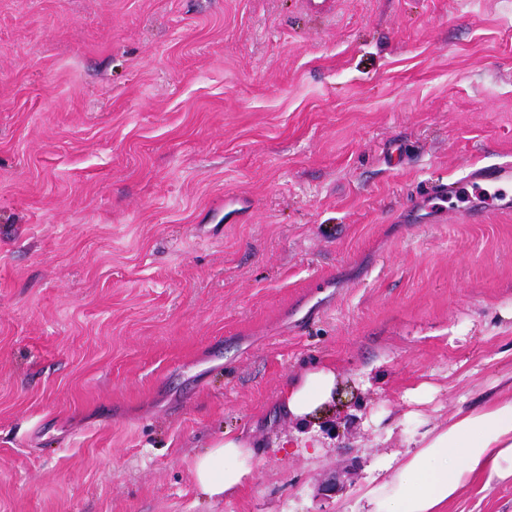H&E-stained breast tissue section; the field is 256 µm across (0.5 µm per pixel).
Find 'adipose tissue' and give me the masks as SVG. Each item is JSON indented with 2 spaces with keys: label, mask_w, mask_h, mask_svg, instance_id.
Listing matches in <instances>:
<instances>
[{
  "label": "adipose tissue",
  "mask_w": 512,
  "mask_h": 512,
  "mask_svg": "<svg viewBox=\"0 0 512 512\" xmlns=\"http://www.w3.org/2000/svg\"><path fill=\"white\" fill-rule=\"evenodd\" d=\"M340 375L323 364L288 377L280 408L306 424L336 401ZM255 454L239 434H225L194 462L197 489L209 497L242 487ZM490 486L512 482V398L454 415L426 430L415 449L396 454L376 484L359 497V512H446L448 504L473 482Z\"/></svg>",
  "instance_id": "ef3b65f1"
}]
</instances>
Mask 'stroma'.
<instances>
[{"label":"stroma","instance_id":"obj_1","mask_svg":"<svg viewBox=\"0 0 512 512\" xmlns=\"http://www.w3.org/2000/svg\"><path fill=\"white\" fill-rule=\"evenodd\" d=\"M330 2L0 0V512H354L512 397V211L436 199L512 161V0ZM323 362L303 448L279 394ZM254 461V451L241 434L225 433L223 442L196 457V487L208 497L233 493L252 474Z\"/></svg>","mask_w":512,"mask_h":512}]
</instances>
